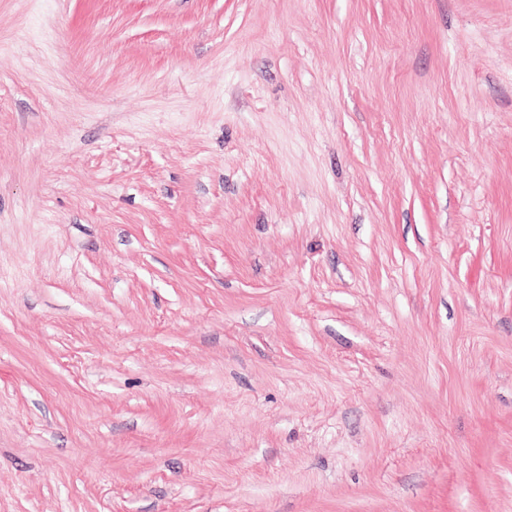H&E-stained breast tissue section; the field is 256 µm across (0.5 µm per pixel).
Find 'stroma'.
Instances as JSON below:
<instances>
[{"label":"stroma","mask_w":512,"mask_h":512,"mask_svg":"<svg viewBox=\"0 0 512 512\" xmlns=\"http://www.w3.org/2000/svg\"><path fill=\"white\" fill-rule=\"evenodd\" d=\"M0 512H512V0H0Z\"/></svg>","instance_id":"1"}]
</instances>
